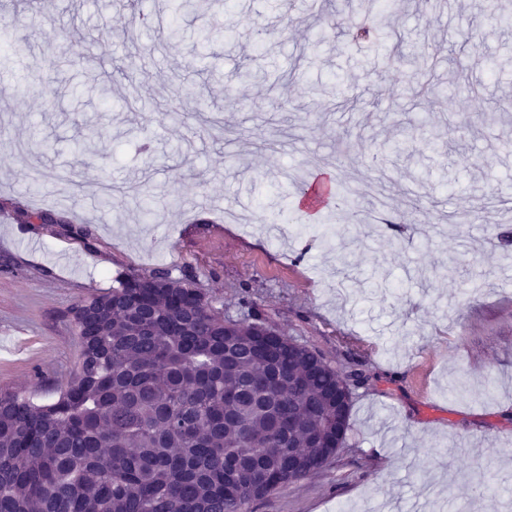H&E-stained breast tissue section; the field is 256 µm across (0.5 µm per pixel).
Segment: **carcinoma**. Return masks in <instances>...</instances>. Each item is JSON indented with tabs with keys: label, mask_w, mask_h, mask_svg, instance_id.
I'll list each match as a JSON object with an SVG mask.
<instances>
[{
	"label": "carcinoma",
	"mask_w": 512,
	"mask_h": 512,
	"mask_svg": "<svg viewBox=\"0 0 512 512\" xmlns=\"http://www.w3.org/2000/svg\"><path fill=\"white\" fill-rule=\"evenodd\" d=\"M478 8L512 26L499 0ZM344 34L384 39L390 61L432 71L404 55L382 12L351 17ZM72 310L82 351L57 400L0 395V512H247L294 482L288 451L324 469L346 444L353 393L336 437L337 367L306 343L230 322L169 269L119 271Z\"/></svg>",
	"instance_id": "obj_1"
}]
</instances>
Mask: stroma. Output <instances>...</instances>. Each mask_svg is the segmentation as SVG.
Masks as SVG:
<instances>
[{
  "label": "stroma",
  "mask_w": 512,
  "mask_h": 512,
  "mask_svg": "<svg viewBox=\"0 0 512 512\" xmlns=\"http://www.w3.org/2000/svg\"><path fill=\"white\" fill-rule=\"evenodd\" d=\"M361 3L380 6L230 0V36L204 42L210 13L173 19L166 0H0L17 28L43 17L40 35L0 50V394L56 399L81 351L71 308L115 272L167 268L225 315L261 312L366 374L337 461L251 512H441L452 478L454 512H502L512 243L493 228L512 209V114L468 115L512 101V65L489 68L512 58V27L475 0H451L447 17L397 0L391 25L405 52L434 58L438 101L408 68L380 66L387 43L347 44ZM137 13L161 23L144 31ZM459 57L465 92L449 75ZM248 69L259 79L241 80ZM324 171L359 201L343 241L295 231L313 222L297 179ZM31 210L72 227L24 223ZM463 211L478 222L438 231Z\"/></svg>",
  "instance_id": "obj_1"
}]
</instances>
